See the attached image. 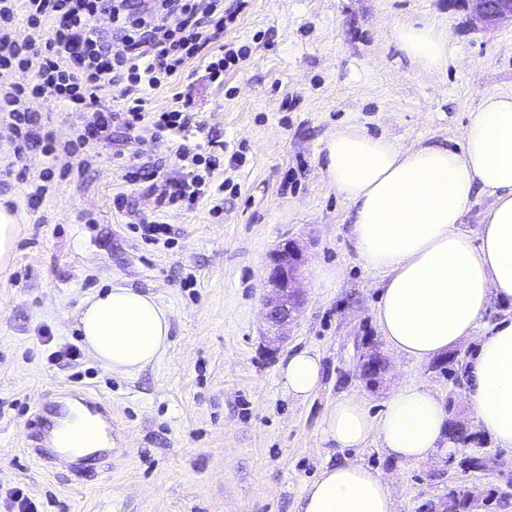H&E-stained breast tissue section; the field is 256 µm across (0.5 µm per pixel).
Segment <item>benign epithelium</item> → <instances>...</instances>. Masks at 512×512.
<instances>
[{"label":"benign epithelium","mask_w":512,"mask_h":512,"mask_svg":"<svg viewBox=\"0 0 512 512\" xmlns=\"http://www.w3.org/2000/svg\"><path fill=\"white\" fill-rule=\"evenodd\" d=\"M475 17L485 23L512 20V0H470ZM306 262L299 245L288 239L270 254L267 269L269 296L265 301V332L261 336L264 352L274 356L288 339L285 329L295 323L304 305L300 288L302 268Z\"/></svg>","instance_id":"1"}]
</instances>
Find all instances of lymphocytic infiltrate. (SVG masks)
I'll return each mask as SVG.
<instances>
[{
  "mask_svg": "<svg viewBox=\"0 0 512 512\" xmlns=\"http://www.w3.org/2000/svg\"><path fill=\"white\" fill-rule=\"evenodd\" d=\"M103 13L112 20L111 31L96 24ZM20 15L32 30L22 44L12 28ZM226 26L224 0H0V112L13 125L15 163L23 162L28 148L39 147L48 160L45 181L54 173H69L88 148L109 143L113 123H122L139 140L184 131L190 113L176 106L149 110L147 95L172 86L199 58L206 61L207 80L223 83L225 72L247 54L243 47H222ZM33 54L41 57L34 73L29 70ZM115 87L125 111L112 109ZM47 98L71 112L95 109L96 118L75 126L71 139L57 143L38 109ZM174 160L184 174L163 183L161 203L194 205L223 192V185L213 181L218 155L182 143Z\"/></svg>",
  "mask_w": 512,
  "mask_h": 512,
  "instance_id": "lymphocytic-infiltrate-1",
  "label": "lymphocytic infiltrate"
}]
</instances>
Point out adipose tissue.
Here are the masks:
<instances>
[{
    "mask_svg": "<svg viewBox=\"0 0 512 512\" xmlns=\"http://www.w3.org/2000/svg\"><path fill=\"white\" fill-rule=\"evenodd\" d=\"M405 55L425 72L448 65V33L429 21L395 25ZM326 174L354 209L351 235L363 266L382 276L375 310L387 348L430 361L473 338L492 303L512 305V95L485 96L461 149L395 147L354 126L325 145ZM492 199L476 231L463 226L475 191ZM78 329L107 370L135 374L170 345L165 308L153 295L113 286L87 298ZM465 400L478 427L512 448V318L496 323L466 366ZM316 354L302 350L280 366L288 397L302 401L321 385ZM448 415L425 385L396 388L379 414L364 400L336 402L324 416L326 441L340 448L375 442L409 464L445 444ZM298 512H395L393 483L348 461L325 466L305 487Z\"/></svg>",
    "mask_w": 512,
    "mask_h": 512,
    "instance_id": "1",
    "label": "adipose tissue"
}]
</instances>
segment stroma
<instances>
[{
	"label": "stroma",
	"instance_id": "obj_1",
	"mask_svg": "<svg viewBox=\"0 0 512 512\" xmlns=\"http://www.w3.org/2000/svg\"><path fill=\"white\" fill-rule=\"evenodd\" d=\"M224 8L236 14L225 42L248 50L241 66L218 86L194 62L150 99L163 109L183 93L197 120L192 141L223 143L214 175L222 204L164 208L155 193L129 186L115 150L139 153L164 177L180 172L169 138L138 143L117 124L92 166L53 177L37 207L27 192L44 168L40 151L27 155L25 181L0 184V203L23 216L12 270L0 278V512L17 489L35 512H296L322 467L346 460L393 479L395 512H420L461 484L479 500L505 497L496 512H512V484L461 470L447 452L408 464L375 443L342 450L322 435L343 398L364 399L375 415L397 386L424 384L443 401L453 388L430 363L407 359L392 362L381 387L361 380L365 344H384L375 320L381 277L359 258L353 208L324 171L325 143L353 125L403 149L459 148L482 98L512 94V21L479 23L470 0H224ZM421 20L447 29V69L421 73L396 44V23ZM144 218L168 224L158 244L133 232ZM287 238L307 248L306 303L271 358L260 347L266 268ZM113 285L153 294L166 309L165 354L133 375L88 354L75 365L51 362L59 346L81 345V303ZM303 349L319 355L323 380L299 402L283 393L279 366ZM69 389L101 394L121 422L106 474L79 481L65 463L46 467L25 450L41 405Z\"/></svg>",
	"mask_w": 512,
	"mask_h": 512
}]
</instances>
